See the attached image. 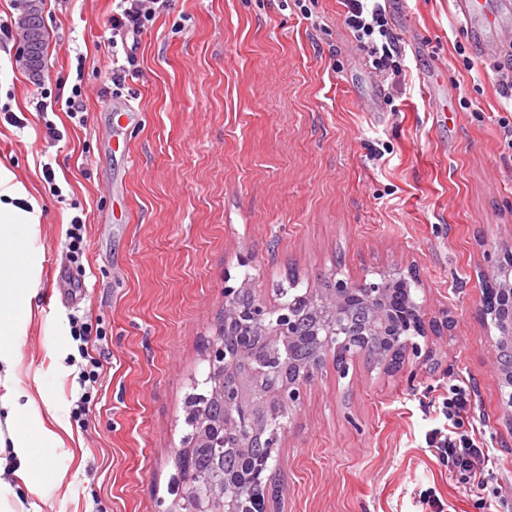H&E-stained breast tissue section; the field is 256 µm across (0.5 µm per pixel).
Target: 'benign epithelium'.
<instances>
[{
    "mask_svg": "<svg viewBox=\"0 0 512 512\" xmlns=\"http://www.w3.org/2000/svg\"><path fill=\"white\" fill-rule=\"evenodd\" d=\"M412 277V269L395 267L380 282L338 279L327 288L306 289L303 300L318 321L314 332L322 347L318 366L332 354L342 362L364 356L372 368L387 370V362L369 356V352L371 340L378 336L375 316L393 303L395 288L404 294L402 312L383 336L401 353L421 357L418 339L427 336L430 322L411 293ZM490 280L512 299V239L499 244ZM244 290L243 284L224 288V324L238 320V302ZM478 314L489 333L494 382L508 433L512 434V308L499 312L483 304ZM248 318L253 335L258 337L257 345L229 350L222 331L208 345L205 384L210 402L200 411L190 441L176 451L181 461L217 449L246 453L269 415H291L300 409L304 387L313 380L315 371L305 367L300 378L276 384L272 381L274 372L264 368L259 359L262 351L291 346L299 335L298 318L288 303L271 308L255 296L251 297ZM184 473L188 495L175 500L166 512H245L240 507L241 483L234 477L222 471L201 475L188 468Z\"/></svg>",
    "mask_w": 512,
    "mask_h": 512,
    "instance_id": "benign-epithelium-1",
    "label": "benign epithelium"
}]
</instances>
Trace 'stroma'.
<instances>
[{
  "label": "stroma",
  "mask_w": 512,
  "mask_h": 512,
  "mask_svg": "<svg viewBox=\"0 0 512 512\" xmlns=\"http://www.w3.org/2000/svg\"><path fill=\"white\" fill-rule=\"evenodd\" d=\"M47 39L39 75L22 68V0H0V163L41 199L44 260L34 317L20 339L21 387L48 393L70 437L52 451L62 485L20 489L40 512H167L183 491L175 451L185 398L205 391L206 347L225 285L248 282L273 306L336 279L413 269V295L436 331L426 363L393 374L327 362L303 392L271 462V512H480L425 446L428 404L470 379L475 417L512 496L503 425L477 315L494 246L512 236V154L490 47L512 41V4L494 25L460 19L454 0L390 8L404 70L386 85L341 23L340 0L303 19L290 0H175L139 40L140 76L107 91L112 0H40ZM474 59L465 70L457 54ZM84 67H77V54ZM81 82L84 123L39 116L42 89ZM475 109L462 110L459 96ZM128 121L115 130L113 109ZM57 135H49V127ZM51 156L53 179L42 172ZM86 221L73 263L66 231ZM98 326L103 385L83 422L82 359L70 318Z\"/></svg>",
  "instance_id": "obj_1"
}]
</instances>
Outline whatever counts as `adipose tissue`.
I'll return each instance as SVG.
<instances>
[{"instance_id": "adipose-tissue-1", "label": "adipose tissue", "mask_w": 512, "mask_h": 512, "mask_svg": "<svg viewBox=\"0 0 512 512\" xmlns=\"http://www.w3.org/2000/svg\"><path fill=\"white\" fill-rule=\"evenodd\" d=\"M43 209L17 174L0 163V476L15 470L26 487L57 485L47 448L59 435L48 426L50 399H23L19 340L32 318L43 262Z\"/></svg>"}]
</instances>
